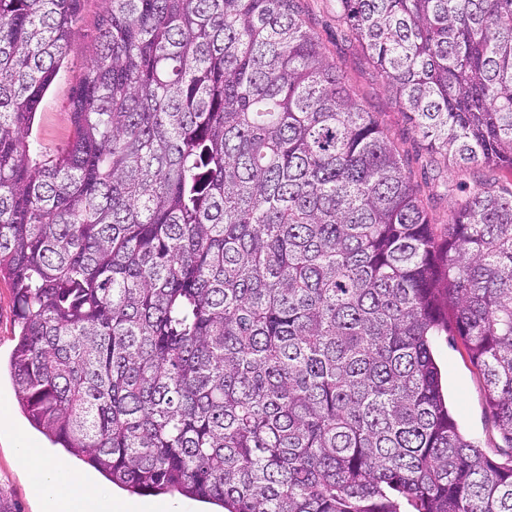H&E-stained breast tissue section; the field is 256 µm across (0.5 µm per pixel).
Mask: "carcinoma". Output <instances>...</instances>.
I'll use <instances>...</instances> for the list:
<instances>
[{
    "label": "carcinoma",
    "mask_w": 512,
    "mask_h": 512,
    "mask_svg": "<svg viewBox=\"0 0 512 512\" xmlns=\"http://www.w3.org/2000/svg\"><path fill=\"white\" fill-rule=\"evenodd\" d=\"M82 0H0L4 372L139 495L222 512H512L464 436L453 329L512 451V180L439 224L299 0H105L68 144L31 139ZM427 150L512 175V0H336ZM16 312L12 289L0 281V359L6 361L15 345Z\"/></svg>",
    "instance_id": "obj_1"
}]
</instances>
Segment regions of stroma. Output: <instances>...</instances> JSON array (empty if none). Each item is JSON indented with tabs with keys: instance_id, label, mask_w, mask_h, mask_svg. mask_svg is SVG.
<instances>
[{
	"instance_id": "obj_1",
	"label": "stroma",
	"mask_w": 512,
	"mask_h": 512,
	"mask_svg": "<svg viewBox=\"0 0 512 512\" xmlns=\"http://www.w3.org/2000/svg\"><path fill=\"white\" fill-rule=\"evenodd\" d=\"M104 0H83V23L73 36L67 62L45 94L39 108L33 137L43 150L62 145L70 135L69 98L73 85L86 62V46L95 33V21L102 14ZM302 17L324 43L330 60L344 73L350 88L374 112L388 137L397 145L406 160V171L418 184L430 214L445 218L453 202L441 196L440 184L449 173L444 163L430 161L422 136L406 120L395 97L387 90L372 61L359 44L344 35L336 13V0H300ZM460 182L489 177V169L474 167L453 173ZM434 354L442 372L448 405L461 431L477 442L491 457L504 453L505 444L485 402L484 381L459 337L437 336L432 341ZM0 512H41L43 503L35 492L29 474L14 453L16 443H24L39 455L63 460L78 470H85L83 461L51 447L20 412L8 378L0 379ZM114 499L123 501L130 512H152L165 507L167 512H212L209 505L178 494L139 496L112 488Z\"/></svg>"
}]
</instances>
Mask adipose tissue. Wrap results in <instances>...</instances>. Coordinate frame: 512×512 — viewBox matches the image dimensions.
<instances>
[{
	"label": "adipose tissue",
	"mask_w": 512,
	"mask_h": 512,
	"mask_svg": "<svg viewBox=\"0 0 512 512\" xmlns=\"http://www.w3.org/2000/svg\"><path fill=\"white\" fill-rule=\"evenodd\" d=\"M31 483L47 505V512H125L111 494H95L86 476L57 460L33 453L26 445L16 449Z\"/></svg>",
	"instance_id": "1"
}]
</instances>
